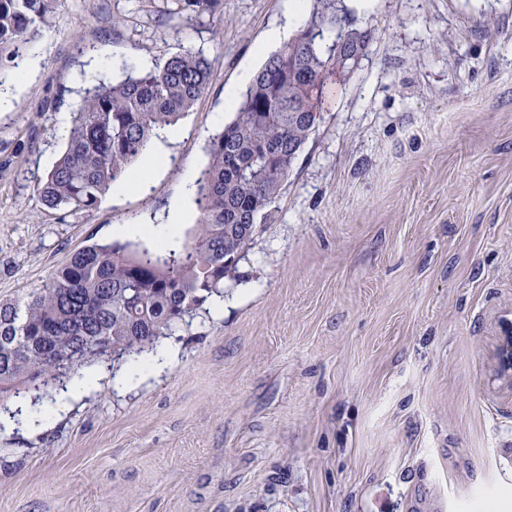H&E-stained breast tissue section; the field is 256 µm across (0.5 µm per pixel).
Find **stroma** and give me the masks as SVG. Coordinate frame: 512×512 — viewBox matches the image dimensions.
<instances>
[{
	"label": "stroma",
	"instance_id": "obj_1",
	"mask_svg": "<svg viewBox=\"0 0 512 512\" xmlns=\"http://www.w3.org/2000/svg\"><path fill=\"white\" fill-rule=\"evenodd\" d=\"M373 41L327 74L321 119L226 283L164 339L174 355L99 368L66 407L12 423L0 401V512H512V0H341ZM287 0H60L0 64V302L79 249L184 239L209 136L281 49ZM266 45V55L256 52ZM202 49L208 90L146 186L50 209L81 72L121 79ZM187 219L170 231L172 202ZM176 5L178 13H184L189 18L207 14L209 16L224 15V0H170Z\"/></svg>",
	"mask_w": 512,
	"mask_h": 512
}]
</instances>
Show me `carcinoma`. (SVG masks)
<instances>
[{
    "label": "carcinoma",
    "instance_id": "cac0c4a2",
    "mask_svg": "<svg viewBox=\"0 0 512 512\" xmlns=\"http://www.w3.org/2000/svg\"><path fill=\"white\" fill-rule=\"evenodd\" d=\"M59 0H0V61L32 47ZM192 18L224 15V0H171ZM332 33L331 44L324 34ZM369 30L347 25L336 0H314L306 23L255 75L235 119L210 138L209 165L196 184L199 224L175 246L107 242L72 254L25 299L0 302V396L25 388L37 405L83 368L137 360L190 324L239 263L268 217L292 164L319 120L313 91L329 71H351L343 44ZM85 96L73 112L65 151L35 192L49 208L91 209L131 172L158 131L208 89L209 63L186 49L161 67L107 83L81 73Z\"/></svg>",
    "mask_w": 512,
    "mask_h": 512
}]
</instances>
